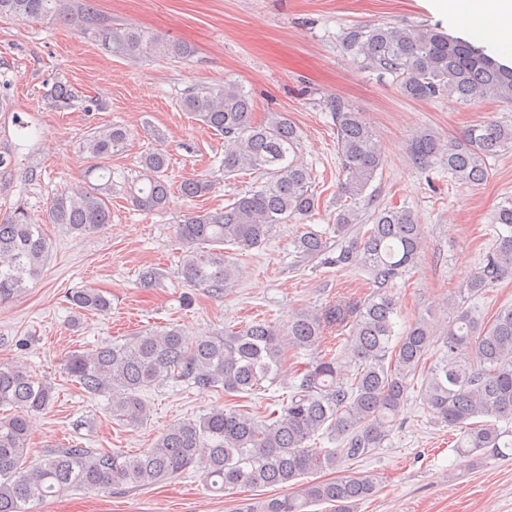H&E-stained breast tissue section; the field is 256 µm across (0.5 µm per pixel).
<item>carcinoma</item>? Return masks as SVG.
<instances>
[{
  "instance_id": "cac0c4a2",
  "label": "carcinoma",
  "mask_w": 512,
  "mask_h": 512,
  "mask_svg": "<svg viewBox=\"0 0 512 512\" xmlns=\"http://www.w3.org/2000/svg\"><path fill=\"white\" fill-rule=\"evenodd\" d=\"M1 16L73 26L92 34L110 53L173 59L192 53L186 44L139 27L112 26V17L94 0H0ZM339 46L359 69L391 76L407 98L454 97L469 104L493 95L512 105V67L437 29L355 24L341 32ZM180 107L224 135V175L250 171L258 179L223 208L190 212L177 225L182 282L222 295L237 278L224 247L262 245L278 225L312 215L316 197L309 191L308 168L300 161L298 131L286 114L272 112L256 122L249 94L229 80L188 90ZM325 108L336 127L341 164L336 247L328 245L326 233L306 227L294 248L303 259L364 271L372 285L368 296L338 297L321 308L302 309L283 329L266 320L202 336H190L177 326L148 329L122 343L71 353L64 363L68 377L86 396L106 398L107 411L135 427L149 417L145 393L158 386L220 389L226 397H238L276 383L288 347L308 357L296 369L298 382L292 384L288 402L268 420L231 406L214 408L174 423L153 447L134 455L75 443L50 448L33 462L28 460L31 420L52 404L54 391L21 366L1 365L0 406L14 414L0 419V512H27L31 502L73 490L149 487L190 470L200 472L215 493L286 486L366 459L388 439L435 347L439 356L424 374L421 398L438 422L459 429L457 454L473 464L488 456L512 455V431L497 426L512 419V305L500 307L485 325L460 306L441 336L424 319L395 332L397 307L390 289L417 266L421 225L406 209L360 215L359 204L371 198L367 189L385 156L373 129L352 105L330 98ZM127 139L128 131L120 125L86 139L83 149L97 164L84 183L53 199L49 223L70 234H86L112 222L107 191L115 183L105 162ZM511 148L512 122L489 120L470 126L455 144L420 133L409 153L418 170L444 165L455 181L478 186L487 179L488 159ZM140 164L139 176L123 184V190L142 211L165 208L170 197L167 155L154 151ZM95 173L104 184L90 182ZM212 188L208 180H189L181 193L196 198ZM494 223L503 229L462 284L461 292L471 297L512 277V201L499 206ZM51 249L40 226L30 223L23 210L0 215V304L21 295L40 276ZM68 302L76 321L85 312L106 314L112 308V300L98 288H77ZM329 331L342 341L334 353L322 349ZM317 437L332 447H312ZM376 490L370 477L337 476L309 482L298 495L256 498L238 505L236 512H310L309 507L320 504L333 506V512H354Z\"/></svg>"
}]
</instances>
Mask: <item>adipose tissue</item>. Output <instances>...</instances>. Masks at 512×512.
<instances>
[{"mask_svg":"<svg viewBox=\"0 0 512 512\" xmlns=\"http://www.w3.org/2000/svg\"><path fill=\"white\" fill-rule=\"evenodd\" d=\"M432 4L460 31L485 33L494 48L512 50V0H432Z\"/></svg>","mask_w":512,"mask_h":512,"instance_id":"adipose-tissue-1","label":"adipose tissue"}]
</instances>
